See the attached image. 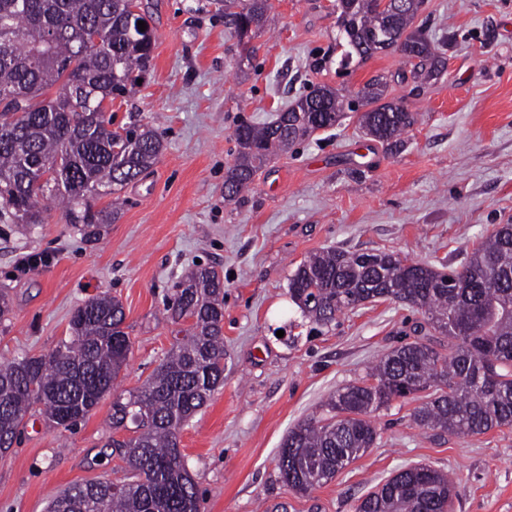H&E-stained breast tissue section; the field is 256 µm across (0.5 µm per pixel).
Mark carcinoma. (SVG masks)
Masks as SVG:
<instances>
[{"label":"carcinoma","instance_id":"cac0c4a2","mask_svg":"<svg viewBox=\"0 0 512 512\" xmlns=\"http://www.w3.org/2000/svg\"><path fill=\"white\" fill-rule=\"evenodd\" d=\"M424 0L395 10L384 0H336L340 65L391 50L411 61L398 79L428 81L447 68L425 29L415 25ZM134 0H0V224H41V200L62 204L65 223L99 239L117 218L119 192L159 160L163 139L150 124L112 130V115L95 111L107 97L133 91L148 70L153 40L138 29ZM268 0H224L238 40L270 22ZM104 47L83 44L87 28ZM381 76L358 92L365 134L391 149L416 122L415 113L384 101ZM355 102L327 86L313 88L275 119L242 122L237 152L224 178L233 200L268 159L318 130L336 126ZM56 175L34 189L31 175L46 164ZM110 198L103 206L97 203ZM288 295L313 323L392 300L423 313L433 333L380 357L361 380L336 391L329 416L292 427L276 456L282 482L308 493L336 477L380 434L372 414L396 398L423 393L413 420L438 435L485 434L512 426V224L485 237L462 269L406 262L389 252L330 248L298 264ZM185 336L142 386L112 400V429L132 435L107 444L125 463L128 481L78 484L55 497L50 512H200V497L180 445L181 429L224 383V281L210 267L182 277L167 308ZM121 302L102 294L78 306L70 336L39 356L0 365V452L23 433L35 405L69 429L112 391L131 341ZM440 335L448 344L434 338ZM456 480L426 464L402 469L362 497L355 512H448Z\"/></svg>","mask_w":512,"mask_h":512}]
</instances>
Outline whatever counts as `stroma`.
<instances>
[{"label":"stroma","instance_id":"1","mask_svg":"<svg viewBox=\"0 0 512 512\" xmlns=\"http://www.w3.org/2000/svg\"><path fill=\"white\" fill-rule=\"evenodd\" d=\"M270 3L271 28L241 42L212 0H142L151 67L134 95L113 101L112 127L156 124L159 161L124 187L120 216L99 240L64 224L53 199L43 223L0 224V287L14 307L0 325V364L55 348L73 310L101 293L121 301L132 342L112 396L77 426L29 413L0 456V512H47L70 486L124 481L106 446L112 397L138 388L171 348L178 327L165 308L199 264L224 280L226 353L223 386L180 435L201 512H354L373 486L417 463L455 474L453 512H512V426L435 439L414 424L413 395L375 412V447L310 493L289 491L275 462L289 428L323 417L337 389L413 340L422 319L379 301L313 328L288 295L296 266L337 247L457 268L512 224V0H425L417 21L448 67L418 86L392 82L406 67L397 51L339 67L336 0ZM378 75L390 80L387 100L419 115L399 150L367 137L350 112L225 200L239 122L271 120L318 85L355 97ZM30 254L45 265L19 271Z\"/></svg>","mask_w":512,"mask_h":512}]
</instances>
